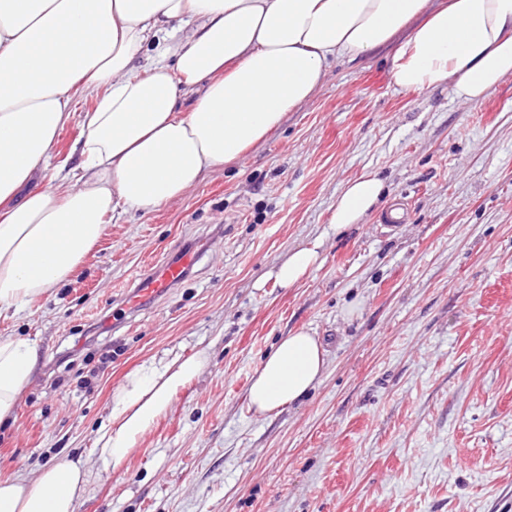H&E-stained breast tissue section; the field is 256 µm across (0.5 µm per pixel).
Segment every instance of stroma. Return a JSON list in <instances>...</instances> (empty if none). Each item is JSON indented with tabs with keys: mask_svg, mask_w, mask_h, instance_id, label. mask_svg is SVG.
I'll use <instances>...</instances> for the list:
<instances>
[{
	"mask_svg": "<svg viewBox=\"0 0 512 512\" xmlns=\"http://www.w3.org/2000/svg\"><path fill=\"white\" fill-rule=\"evenodd\" d=\"M390 42L334 61L313 96L232 165L152 212L113 218L70 281L0 340L40 361L0 424V479L81 460L76 512H512V75L477 104L402 91ZM385 183L337 230L345 184ZM404 202L387 230L381 210ZM206 242L180 284L133 313L136 269ZM317 244L295 287L276 267ZM308 330L327 349L308 395L259 418L247 389L267 353ZM202 352L122 470L95 451L112 390L150 359Z\"/></svg>",
	"mask_w": 512,
	"mask_h": 512,
	"instance_id": "obj_1",
	"label": "stroma"
}]
</instances>
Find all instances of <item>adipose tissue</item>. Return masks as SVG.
<instances>
[{
  "instance_id": "ef3b65f1",
  "label": "adipose tissue",
  "mask_w": 512,
  "mask_h": 512,
  "mask_svg": "<svg viewBox=\"0 0 512 512\" xmlns=\"http://www.w3.org/2000/svg\"><path fill=\"white\" fill-rule=\"evenodd\" d=\"M394 39L395 86L445 84L478 103L512 74V0H0V315L75 276L115 212L181 198L309 100L333 60ZM86 97L93 109L77 113ZM75 117L68 169L53 147ZM38 175L48 188H31ZM382 191L370 172L349 181L331 223H360ZM38 358L31 340L0 341V421ZM326 358L309 331L281 338L250 410L295 403ZM204 363L152 359L125 376L96 439L104 471L123 467ZM87 487L81 461L49 463L34 480H0V512H75Z\"/></svg>"
}]
</instances>
